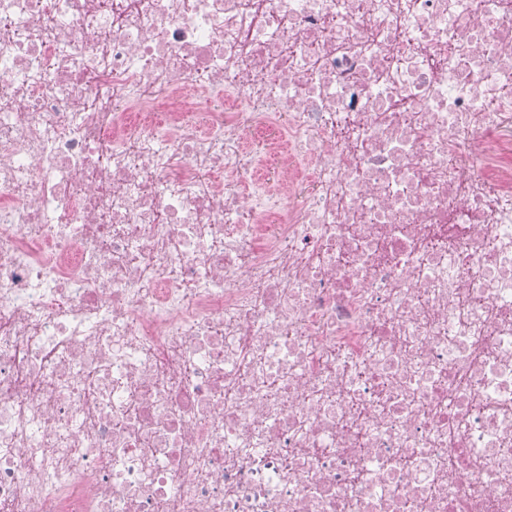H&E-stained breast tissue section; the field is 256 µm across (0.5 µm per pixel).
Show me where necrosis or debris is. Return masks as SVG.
<instances>
[{
    "instance_id": "1",
    "label": "necrosis or debris",
    "mask_w": 512,
    "mask_h": 512,
    "mask_svg": "<svg viewBox=\"0 0 512 512\" xmlns=\"http://www.w3.org/2000/svg\"><path fill=\"white\" fill-rule=\"evenodd\" d=\"M0 85V512H512V0H0Z\"/></svg>"
}]
</instances>
